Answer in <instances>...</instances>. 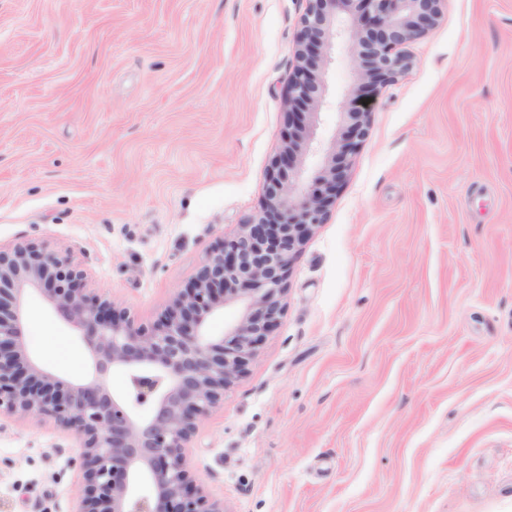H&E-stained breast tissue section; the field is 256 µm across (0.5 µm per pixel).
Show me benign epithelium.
<instances>
[{"mask_svg": "<svg viewBox=\"0 0 512 512\" xmlns=\"http://www.w3.org/2000/svg\"><path fill=\"white\" fill-rule=\"evenodd\" d=\"M445 0H307L299 18L295 65L284 102L288 131L267 175L262 201L237 231L205 252L192 284L175 293L160 317L143 323L92 287L68 252L21 239L0 245V418L52 424L78 448L82 473L75 512H226L195 472L191 448L201 423L224 405L286 308L292 263L327 220L351 155L369 129L372 89L394 84L413 67L407 46L437 24ZM343 27L355 79L340 104L339 138L311 172L321 67ZM40 294L78 330L91 360L81 381L47 370L26 340L27 299ZM241 307L224 335L209 320ZM114 370L129 390L112 393ZM149 415L136 417V409ZM144 477L153 494L140 497Z\"/></svg>", "mask_w": 512, "mask_h": 512, "instance_id": "benign-epithelium-1", "label": "benign epithelium"}]
</instances>
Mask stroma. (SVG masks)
I'll list each match as a JSON object with an SVG mask.
<instances>
[{"mask_svg": "<svg viewBox=\"0 0 512 512\" xmlns=\"http://www.w3.org/2000/svg\"><path fill=\"white\" fill-rule=\"evenodd\" d=\"M307 0H0V243L154 321L258 209ZM379 87L287 306L192 462L227 512H512V0H446ZM308 158L339 129L336 37ZM33 357H88L39 294ZM76 447L0 421L8 512H75Z\"/></svg>", "mask_w": 512, "mask_h": 512, "instance_id": "stroma-1", "label": "stroma"}]
</instances>
